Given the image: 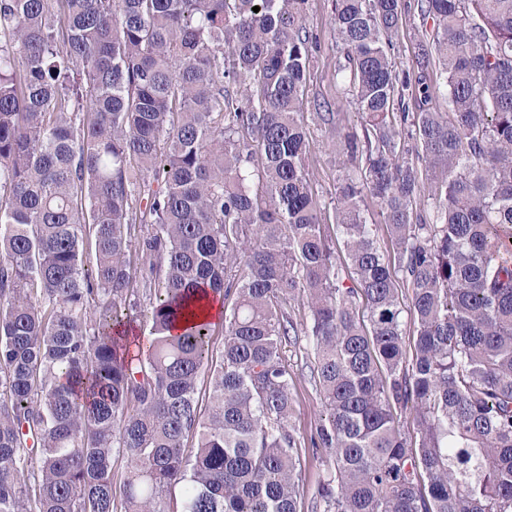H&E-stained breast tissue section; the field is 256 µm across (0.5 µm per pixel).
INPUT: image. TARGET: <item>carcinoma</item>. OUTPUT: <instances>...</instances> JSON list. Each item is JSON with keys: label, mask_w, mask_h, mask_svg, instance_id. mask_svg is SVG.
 Wrapping results in <instances>:
<instances>
[{"label": "carcinoma", "mask_w": 512, "mask_h": 512, "mask_svg": "<svg viewBox=\"0 0 512 512\" xmlns=\"http://www.w3.org/2000/svg\"><path fill=\"white\" fill-rule=\"evenodd\" d=\"M308 5L0 0V512H297L292 335L322 512H512V0H417L433 32L402 76L401 0H332L363 119L336 113L342 264L309 174ZM207 297L232 299L219 345ZM379 211V206L375 200L371 197H366L364 216L370 224H378L375 231L376 239L382 250L385 251L389 250V247H391L390 238L387 234L384 224H381L382 217L380 216ZM292 341L283 344V355L288 361V368L296 374V387L294 390L295 413L293 423L302 440L309 434L318 420L322 405L313 379H311L310 364L311 351L304 337L299 336L297 343ZM309 355H307V353Z\"/></svg>", "instance_id": "obj_1"}]
</instances>
